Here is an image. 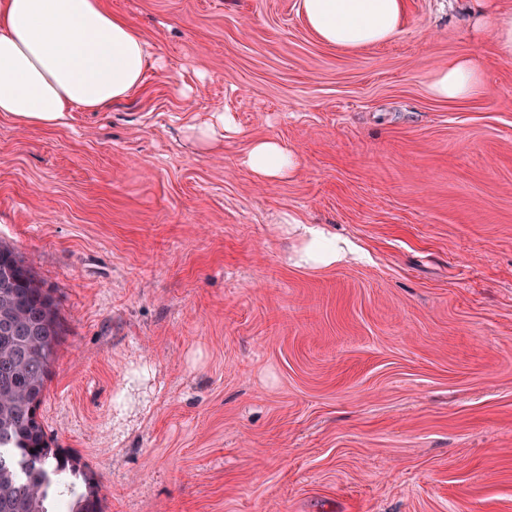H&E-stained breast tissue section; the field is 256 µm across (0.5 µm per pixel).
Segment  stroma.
Returning a JSON list of instances; mask_svg holds the SVG:
<instances>
[{
  "mask_svg": "<svg viewBox=\"0 0 512 512\" xmlns=\"http://www.w3.org/2000/svg\"><path fill=\"white\" fill-rule=\"evenodd\" d=\"M108 3L162 70L54 129L0 115V243L66 327L52 447L104 512H512V59L474 27L512 0H408L354 53L301 0ZM462 53L482 90L433 98ZM258 139L296 173L243 165ZM288 213L363 259L294 266ZM193 136L201 143H208L218 138H224V131H230V123L224 115H219L213 122L191 126ZM243 163L257 176L275 180L295 171L297 159L288 148L269 140L254 141L243 158Z\"/></svg>",
  "mask_w": 512,
  "mask_h": 512,
  "instance_id": "1",
  "label": "stroma"
}]
</instances>
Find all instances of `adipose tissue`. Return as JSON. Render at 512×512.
<instances>
[{
    "label": "adipose tissue",
    "instance_id": "obj_1",
    "mask_svg": "<svg viewBox=\"0 0 512 512\" xmlns=\"http://www.w3.org/2000/svg\"><path fill=\"white\" fill-rule=\"evenodd\" d=\"M305 20L318 39L357 50L391 40L401 28L405 0H302ZM154 44L103 0H0V114L16 125L55 128L73 112H97L127 98L147 73L160 69ZM481 69L461 56L437 71L431 94L455 101L478 94ZM243 162L275 180L293 173L295 154L269 140L254 141ZM291 259L309 269L329 267L356 254L349 240L319 224L283 218Z\"/></svg>",
    "mask_w": 512,
    "mask_h": 512
}]
</instances>
